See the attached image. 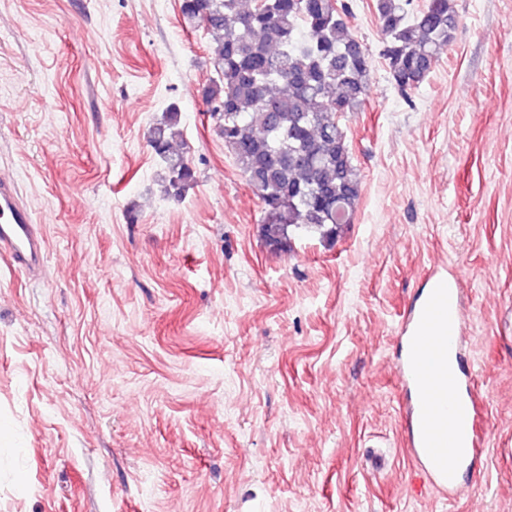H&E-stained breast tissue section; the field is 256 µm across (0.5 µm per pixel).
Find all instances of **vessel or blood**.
<instances>
[{"instance_id":"b4317fda","label":"vessel or blood","mask_w":512,"mask_h":512,"mask_svg":"<svg viewBox=\"0 0 512 512\" xmlns=\"http://www.w3.org/2000/svg\"><path fill=\"white\" fill-rule=\"evenodd\" d=\"M45 238L11 179L0 177V254L26 271L40 267ZM456 276L436 271L427 304L410 321L408 354L396 367L402 382L422 388L411 413L407 448L415 468L437 492L455 498L477 451L472 382L459 368L462 334Z\"/></svg>"}]
</instances>
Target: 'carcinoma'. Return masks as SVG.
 I'll use <instances>...</instances> for the list:
<instances>
[{"mask_svg":"<svg viewBox=\"0 0 512 512\" xmlns=\"http://www.w3.org/2000/svg\"><path fill=\"white\" fill-rule=\"evenodd\" d=\"M379 57L404 95L455 40L453 0H376ZM189 24L210 35L217 78L202 92L224 146L262 205L270 245L296 234L334 242L361 195L341 118L366 103L371 54L351 31L346 0H182ZM171 106L148 129L161 193L180 200L196 183Z\"/></svg>","mask_w":512,"mask_h":512,"instance_id":"carcinoma-1","label":"carcinoma"}]
</instances>
